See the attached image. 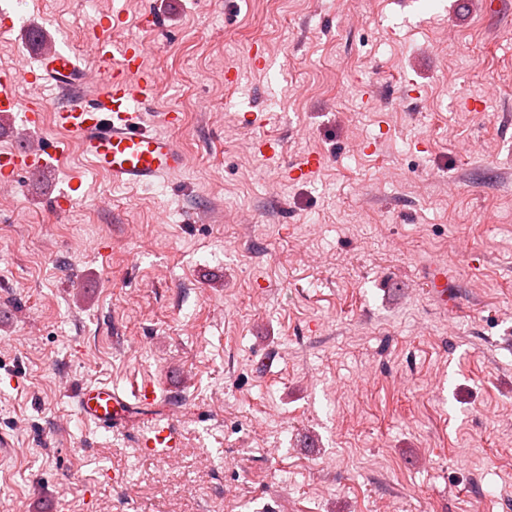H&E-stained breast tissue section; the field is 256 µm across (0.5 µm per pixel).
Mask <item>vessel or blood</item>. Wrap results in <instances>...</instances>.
Segmentation results:
<instances>
[{
    "mask_svg": "<svg viewBox=\"0 0 512 512\" xmlns=\"http://www.w3.org/2000/svg\"><path fill=\"white\" fill-rule=\"evenodd\" d=\"M120 21L116 14L89 27L95 69L81 67L69 50L41 37L36 42L35 67L20 76L0 75V114L20 112L26 130L25 136L0 153L1 182L43 168L48 150L43 145L32 146L29 137L48 118L76 139L83 164L107 176L113 185L151 187L185 170L188 160L180 144L137 120L135 105L153 95L160 76L146 67L141 43H114L112 29ZM21 78L32 84H50L69 98L52 114H44L39 102L20 104L14 86ZM125 404L123 396L107 385H87L77 394L81 417L105 429L117 421ZM138 445L146 454H171L180 441L172 423L160 419L140 437Z\"/></svg>",
    "mask_w": 512,
    "mask_h": 512,
    "instance_id": "1",
    "label": "vessel or blood"
}]
</instances>
